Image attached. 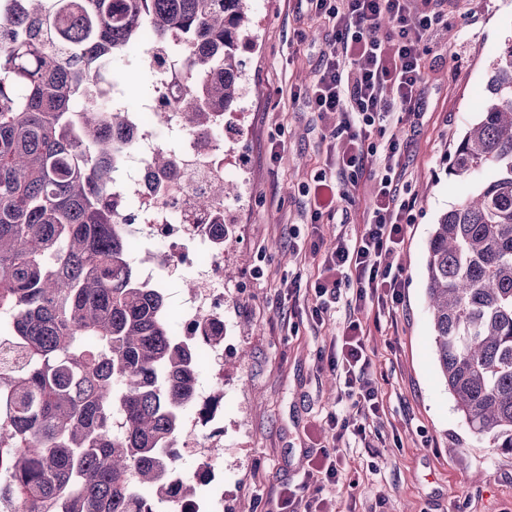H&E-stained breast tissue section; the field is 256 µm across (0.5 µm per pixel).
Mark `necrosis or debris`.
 <instances>
[{"label": "necrosis or debris", "instance_id": "necrosis-or-debris-1", "mask_svg": "<svg viewBox=\"0 0 512 512\" xmlns=\"http://www.w3.org/2000/svg\"><path fill=\"white\" fill-rule=\"evenodd\" d=\"M182 55V50L169 47L154 69L162 93L137 122V147L129 154L119 183L128 192V210L137 217L136 224L129 227L134 240L163 244L156 253V271L172 272L184 267L195 281L186 297L183 320L185 335L193 336L201 321L218 326L224 323V243L214 240L212 227L234 223L233 214L224 209V137L235 134L236 128L225 119L210 135L179 131L175 167L164 175L154 172L151 158L159 147L152 129L154 116L157 110H165L168 128L176 129L177 114L172 105L186 91L179 76ZM201 195L210 199L209 209H195ZM194 358L208 366L212 384L196 385L192 414L183 420L187 435L180 446L186 452L201 449L200 461L210 472L216 464L212 450L220 446L224 435V407L220 403L224 345L200 340Z\"/></svg>", "mask_w": 512, "mask_h": 512}]
</instances>
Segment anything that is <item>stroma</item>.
Segmentation results:
<instances>
[{"mask_svg": "<svg viewBox=\"0 0 512 512\" xmlns=\"http://www.w3.org/2000/svg\"><path fill=\"white\" fill-rule=\"evenodd\" d=\"M448 24L424 53L422 116L402 128L400 199L411 205L398 258L405 288L391 310L367 306L366 346L384 410L368 446L338 448L342 480L324 485L334 512H512V451L489 447L462 424L432 353L425 301L426 248L437 217L473 188L448 174V152L477 116L487 72L512 38V0H443ZM253 27L238 50L244 90L243 197L237 236L225 245L222 484L207 500L224 512H273L280 492L300 490L318 445L331 444L337 393L328 359L348 313L316 323L312 284L322 274L315 234L353 237L373 192L369 177L339 186L334 218L310 224L306 194L334 159L327 129L338 116L311 109L304 91L333 38L308 0H250Z\"/></svg>", "mask_w": 512, "mask_h": 512, "instance_id": "obj_1", "label": "stroma"}]
</instances>
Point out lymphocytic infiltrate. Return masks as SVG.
<instances>
[{
    "mask_svg": "<svg viewBox=\"0 0 512 512\" xmlns=\"http://www.w3.org/2000/svg\"><path fill=\"white\" fill-rule=\"evenodd\" d=\"M316 15L334 28L318 73L308 91L315 111L337 113L346 145L336 154L335 174L320 171L314 178L311 223L335 216L341 193L335 176L350 180L369 174L375 182L366 220L355 238L337 237L324 260L323 274L313 285L316 304L311 316L324 321L343 287L353 290L354 311L346 318L342 345L329 364L340 391L356 412L355 418L331 414V426L370 439L371 419L379 418L383 399L370 376L371 357L365 345L361 316L367 303H399L404 286L400 266L382 264L385 255L399 256L407 234L408 203L398 198L394 182L400 165L401 140L397 128L415 123L417 97L424 81L423 55L432 32L443 24L433 0H316ZM388 32L373 38L382 18ZM388 132L384 146L372 143L373 131ZM377 169H368L372 155Z\"/></svg>",
    "mask_w": 512,
    "mask_h": 512,
    "instance_id": "lymphocytic-infiltrate-1",
    "label": "lymphocytic infiltrate"
}]
</instances>
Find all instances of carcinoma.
Returning a JSON list of instances; mask_svg holds the SVG:
<instances>
[{
    "label": "carcinoma",
    "mask_w": 512,
    "mask_h": 512,
    "mask_svg": "<svg viewBox=\"0 0 512 512\" xmlns=\"http://www.w3.org/2000/svg\"><path fill=\"white\" fill-rule=\"evenodd\" d=\"M145 23L185 50V131L235 111L249 0L0 8V512H156L196 494L192 478L169 481L194 342L171 334L164 289L140 275L114 182L134 145L123 86L149 56ZM448 175L480 188L427 242L436 367L468 430L512 450V39Z\"/></svg>",
    "instance_id": "carcinoma-1"
}]
</instances>
